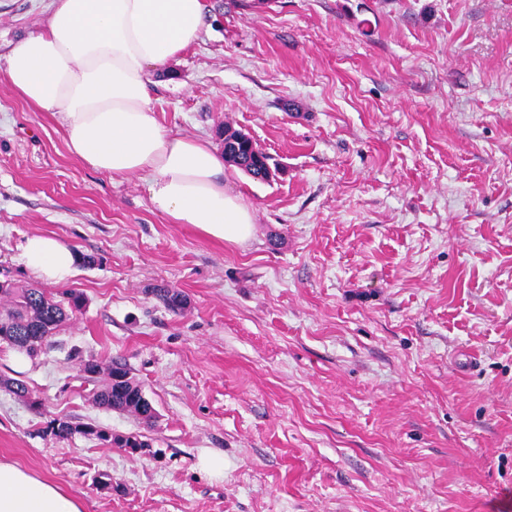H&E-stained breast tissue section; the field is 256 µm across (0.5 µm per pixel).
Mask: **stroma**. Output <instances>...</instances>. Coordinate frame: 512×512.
Masks as SVG:
<instances>
[{"label": "stroma", "mask_w": 512, "mask_h": 512, "mask_svg": "<svg viewBox=\"0 0 512 512\" xmlns=\"http://www.w3.org/2000/svg\"><path fill=\"white\" fill-rule=\"evenodd\" d=\"M206 4L150 94L167 127L278 164L226 168L246 244L166 223L0 81V281L84 297L38 356L0 343V461L84 512H512V0ZM49 13L0 0V60ZM36 234L79 255L67 282L24 266ZM115 361L153 424L95 404ZM45 432L60 439H68L72 435L79 433L85 436H93L97 440L105 443L115 444L121 448H130L132 451H138L143 448H149V444L141 440L138 436H112L104 429L97 428L91 424H73L64 418H52L48 421Z\"/></svg>", "instance_id": "stroma-1"}]
</instances>
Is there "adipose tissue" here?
<instances>
[{"instance_id": "obj_1", "label": "adipose tissue", "mask_w": 512, "mask_h": 512, "mask_svg": "<svg viewBox=\"0 0 512 512\" xmlns=\"http://www.w3.org/2000/svg\"><path fill=\"white\" fill-rule=\"evenodd\" d=\"M204 0H52L45 25L14 42L0 71L10 91L57 116L71 155L91 170L143 181L168 223L192 225L230 244L253 236L255 214L224 180L213 144L163 125L151 102L154 76L205 24ZM25 265L66 281L78 255L36 234ZM0 512H83L56 483L0 462Z\"/></svg>"}]
</instances>
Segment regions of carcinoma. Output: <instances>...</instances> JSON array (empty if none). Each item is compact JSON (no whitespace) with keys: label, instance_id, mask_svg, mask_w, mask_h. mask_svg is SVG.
I'll return each mask as SVG.
<instances>
[{"label":"carcinoma","instance_id":"carcinoma-1","mask_svg":"<svg viewBox=\"0 0 512 512\" xmlns=\"http://www.w3.org/2000/svg\"><path fill=\"white\" fill-rule=\"evenodd\" d=\"M224 158L225 162L240 168L255 180H268L269 157L252 139L229 127L224 128ZM153 294L173 311L185 305L184 296L173 289L155 288ZM2 295L11 297V304L0 309V341L30 356L37 355L52 331L83 305L81 294L72 290L62 292L61 299L57 300L39 288H18L7 281L0 284ZM95 401L108 409L130 413L147 425L156 418L152 402L119 363L109 368V379L95 393ZM45 432L60 439L79 433L135 452L149 447L137 435L114 437L91 424H74L64 418L50 419Z\"/></svg>","mask_w":512,"mask_h":512}]
</instances>
